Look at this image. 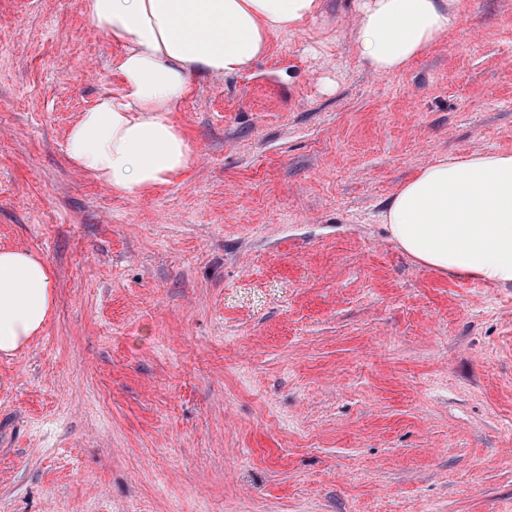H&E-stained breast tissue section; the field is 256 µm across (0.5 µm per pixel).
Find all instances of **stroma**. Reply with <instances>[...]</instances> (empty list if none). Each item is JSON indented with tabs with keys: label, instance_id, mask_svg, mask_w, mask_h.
Masks as SVG:
<instances>
[{
	"label": "stroma",
	"instance_id": "stroma-1",
	"mask_svg": "<svg viewBox=\"0 0 512 512\" xmlns=\"http://www.w3.org/2000/svg\"><path fill=\"white\" fill-rule=\"evenodd\" d=\"M82 0H0V246L56 272L0 357V512H512V287L392 240L443 156L512 151V0L372 73L358 0L192 80L189 164L128 198L65 134L116 85Z\"/></svg>",
	"mask_w": 512,
	"mask_h": 512
}]
</instances>
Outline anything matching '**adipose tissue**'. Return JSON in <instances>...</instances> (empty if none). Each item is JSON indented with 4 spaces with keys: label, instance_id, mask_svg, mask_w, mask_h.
Wrapping results in <instances>:
<instances>
[{
    "label": "adipose tissue",
    "instance_id": "ef3b65f1",
    "mask_svg": "<svg viewBox=\"0 0 512 512\" xmlns=\"http://www.w3.org/2000/svg\"><path fill=\"white\" fill-rule=\"evenodd\" d=\"M459 0H363L352 17L371 71H401L445 37ZM322 0H82L83 12L121 51L115 88L70 127L69 162L131 198L156 191L188 166L174 118L192 75L249 70L272 35L297 29ZM395 244L429 268L512 287V152L443 157L424 166L384 214ZM52 268L20 247L0 248V355L45 327L55 304Z\"/></svg>",
    "mask_w": 512,
    "mask_h": 512
}]
</instances>
